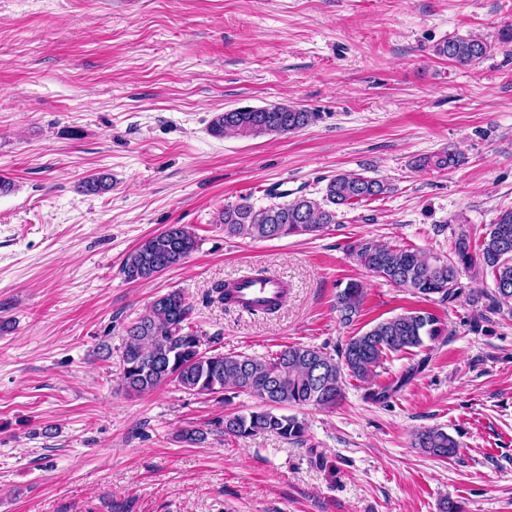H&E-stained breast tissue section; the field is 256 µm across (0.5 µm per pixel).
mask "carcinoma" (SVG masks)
Masks as SVG:
<instances>
[{"mask_svg":"<svg viewBox=\"0 0 512 512\" xmlns=\"http://www.w3.org/2000/svg\"><path fill=\"white\" fill-rule=\"evenodd\" d=\"M491 50L482 38L456 37L438 43L434 54L467 67L479 63ZM319 119V114L288 104H271L216 115L210 124L213 136L245 137L294 134ZM460 153L448 147L415 160L420 169L444 171L459 165ZM390 190L387 183L359 174L338 173L326 185L325 195L316 200L305 196L264 208L245 197L224 205L215 223L224 225V235L252 240L288 236H318L337 223L341 208H352L380 197ZM198 248L195 234L184 224H170L143 239L130 251L122 273L130 282H149L178 265ZM348 255L364 270L384 279L416 298L431 304L453 301L462 290L460 272L491 270L494 292L486 309L512 313V207L500 211L478 248H473L469 231L458 225L454 232V257L446 260L425 256L412 248L390 246L362 237L348 247ZM365 285L350 281L336 292L335 308L344 323L363 311ZM122 351L123 386L133 392H151L175 383L183 390L216 397L229 404L248 394L260 404L246 412H230L211 427L181 431L179 439L196 444L211 432L224 438L245 440L259 433H275L291 443H302L306 424L294 415L281 413L286 407L335 408L343 398L346 377L368 384L364 399L384 403L400 391L427 364L423 359L409 367L397 380L371 386L377 369L387 356L425 341L445 342L448 326L428 308H412L375 323L352 336L331 355L320 348L289 345L271 357L244 353H222L205 347V334L193 322V306L182 292L158 296L149 309L126 330ZM412 445L441 459L458 454L460 444L445 430L432 427L415 431Z\"/></svg>","mask_w":512,"mask_h":512,"instance_id":"cac0c4a2","label":"carcinoma"}]
</instances>
